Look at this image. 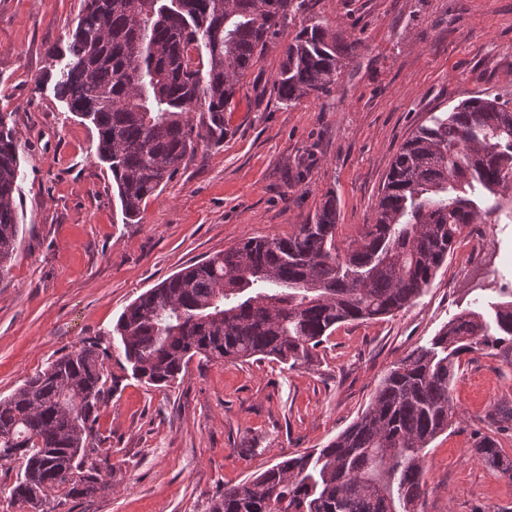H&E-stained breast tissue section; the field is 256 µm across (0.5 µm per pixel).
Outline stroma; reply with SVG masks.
Returning a JSON list of instances; mask_svg holds the SVG:
<instances>
[{
  "instance_id": "obj_1",
  "label": "stroma",
  "mask_w": 512,
  "mask_h": 512,
  "mask_svg": "<svg viewBox=\"0 0 512 512\" xmlns=\"http://www.w3.org/2000/svg\"><path fill=\"white\" fill-rule=\"evenodd\" d=\"M84 7L0 0V112L15 115L24 224L0 278V398L72 347L111 341L125 307L181 268L288 235L327 197L348 245L371 223L396 152L433 113L480 92L512 98V0H308L241 81L223 144L198 147L127 224L96 129L55 88ZM312 19L354 51L328 95L285 105L272 80ZM510 281L512 223L472 224L414 304L339 326L311 364L194 360L160 389L108 362V486L60 512H212L225 486L336 438L396 363ZM452 395L453 425L423 458L420 512H512V479L470 452L496 407H512V356L466 355Z\"/></svg>"
}]
</instances>
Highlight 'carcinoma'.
I'll return each mask as SVG.
<instances>
[{
	"label": "carcinoma",
	"instance_id": "carcinoma-1",
	"mask_svg": "<svg viewBox=\"0 0 512 512\" xmlns=\"http://www.w3.org/2000/svg\"><path fill=\"white\" fill-rule=\"evenodd\" d=\"M305 0H86L57 92L97 130L124 219L173 177L199 144L224 142V112L240 79L301 12ZM348 59L319 21L284 50L273 80L282 103L326 94ZM13 113L0 112V278L22 233ZM511 204L512 102L493 93L459 101L420 126L396 153L373 223L338 245L336 201L288 236L250 238L166 278L130 304L113 329L120 345L85 343L0 399V461L22 469L9 500L56 512L96 495L103 447L98 412L109 388L104 362L168 387L194 357L311 362L336 325L372 321L412 304L430 285L465 227ZM466 309L430 346L409 352L336 439L283 455L224 488L213 512H416L422 454L448 429L452 382L463 356L482 346L512 352V300ZM512 407L489 426L505 430ZM512 479V458L487 435L470 449Z\"/></svg>",
	"mask_w": 512,
	"mask_h": 512
}]
</instances>
